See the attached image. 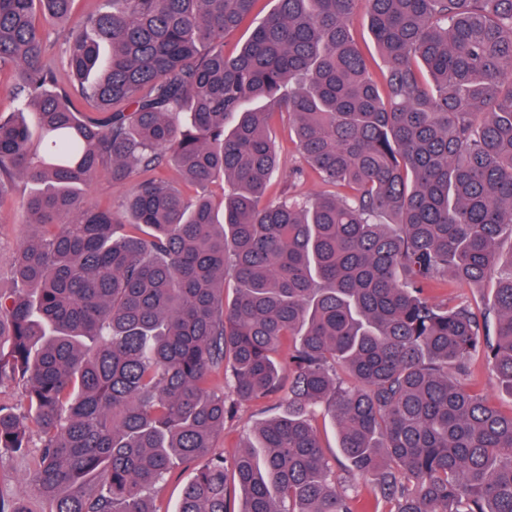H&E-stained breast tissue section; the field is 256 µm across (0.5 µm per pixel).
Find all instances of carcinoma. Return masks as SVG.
I'll use <instances>...</instances> for the list:
<instances>
[{"mask_svg": "<svg viewBox=\"0 0 512 512\" xmlns=\"http://www.w3.org/2000/svg\"><path fill=\"white\" fill-rule=\"evenodd\" d=\"M383 62L353 29L358 2ZM0 0V203L31 186L0 292V453L49 512H512V0ZM94 108L86 113L78 101ZM288 116L301 163L265 202ZM172 166L193 198L150 173ZM327 190L293 187L307 170ZM99 172L120 210L85 200ZM136 172L145 174L130 183ZM230 185L217 207L206 194ZM453 282L491 305L428 290ZM288 390L227 458L240 405ZM372 495L341 485L312 415ZM39 443L31 445V428ZM468 386H472L485 393L488 399L497 404L504 412L511 409V404L505 396L501 397L496 390L493 380L492 368L481 355H476L470 363V373L464 380ZM194 474V465H180L167 478L164 489L155 503L161 512H174L184 486Z\"/></svg>", "mask_w": 512, "mask_h": 512, "instance_id": "carcinoma-1", "label": "carcinoma"}]
</instances>
